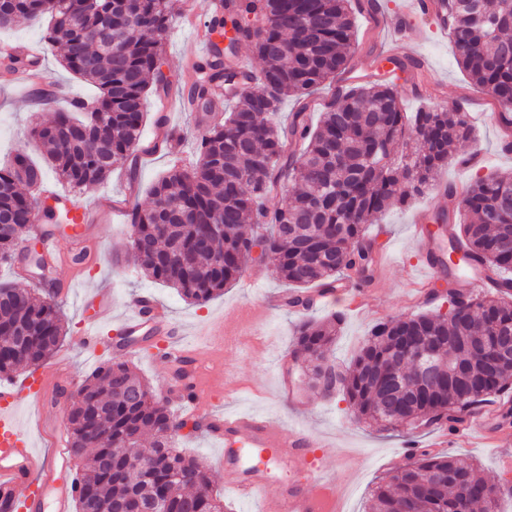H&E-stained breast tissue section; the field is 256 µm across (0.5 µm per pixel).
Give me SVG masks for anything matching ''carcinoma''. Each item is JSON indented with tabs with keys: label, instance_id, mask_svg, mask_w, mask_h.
Wrapping results in <instances>:
<instances>
[{
	"label": "carcinoma",
	"instance_id": "1",
	"mask_svg": "<svg viewBox=\"0 0 512 512\" xmlns=\"http://www.w3.org/2000/svg\"><path fill=\"white\" fill-rule=\"evenodd\" d=\"M208 25L210 52L196 64L188 93L207 110L212 84L234 101L224 122L200 138L190 169L173 167L152 184L147 209L133 207L128 251L153 281L202 305L239 279L250 244L261 241L275 258V274L299 288L292 307H309L303 289L335 288L346 271L372 262L364 240L394 200L403 204L435 183L449 152L471 137L466 113L446 104L413 116L401 110L388 73L354 78L320 104L309 122L312 96L328 80H345L356 41L357 0H223ZM444 28L458 65L478 86L492 88L500 113L512 114V0H442ZM49 17L45 41L60 47L64 69L96 90L88 102L56 111L31 129L59 178L78 190L104 183L117 167L137 172L134 151L152 85L163 86L160 63L171 21L166 0H0V28ZM249 43L263 68L251 75L233 64ZM394 69L424 82L418 64L389 58ZM293 97L288 122L273 117ZM405 140L396 154L393 146ZM295 192H289V183ZM43 184V170L22 152L0 168V224L28 229L34 209L27 193ZM280 196L290 201L278 205ZM443 196L462 221L448 239L447 274L472 267L493 287L436 312L376 324L336 390L359 418L385 430L417 429L433 413L448 414V432L462 422L456 408L466 393L476 404L512 390V360L500 361L489 339L512 331V181L477 177L466 188L446 185ZM266 225L247 234L246 224ZM66 335L59 307L35 290L0 284V374L36 369ZM432 341L441 368L420 385L419 372L395 363V343ZM336 320H305L296 337L304 376L323 397L320 379L334 365ZM464 367L466 381L448 378ZM177 427L166 407L121 360L100 367L72 402L70 447L77 463V512H226L202 464L174 446ZM498 492L464 459L422 451L382 477L370 512H497Z\"/></svg>",
	"mask_w": 512,
	"mask_h": 512
}]
</instances>
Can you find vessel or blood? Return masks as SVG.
Listing matches in <instances>:
<instances>
[{"instance_id":"b4317fda","label":"vessel or blood","mask_w":512,"mask_h":512,"mask_svg":"<svg viewBox=\"0 0 512 512\" xmlns=\"http://www.w3.org/2000/svg\"><path fill=\"white\" fill-rule=\"evenodd\" d=\"M439 0H408V7L392 21V28L404 32L406 41L414 39L416 19L437 20ZM56 203L72 212L75 225L71 236L82 240L89 222L111 220L125 208L112 198L99 199L94 210L79 207L71 194L54 193ZM432 214L423 209L414 218V236L422 253L427 282H435L446 274V252L430 239L425 229ZM98 305L95 317L85 322L79 339L83 348L97 352L102 340V327L117 322L126 336H168L172 322L151 296L141 295L131 303L121 318L112 316L110 289L90 293ZM169 364L196 377L202 356L180 347L166 353ZM43 380L40 374L27 376L22 388L0 387V512H72L77 491L72 478L71 448L67 436L50 432L47 420H40L43 437L51 438L50 454L36 450L22 429L17 416L18 404L26 398L42 400ZM189 412L208 422L212 435L224 444V470L232 474L231 488L238 498L260 499L271 512H341V500L331 484L315 448L322 440L301 427L291 429L254 414H228L218 417L211 412L204 390L194 389L188 398ZM287 467L289 472L316 471L309 485L283 483L272 476L274 469Z\"/></svg>"}]
</instances>
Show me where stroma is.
<instances>
[{
	"label": "stroma",
	"instance_id": "1",
	"mask_svg": "<svg viewBox=\"0 0 512 512\" xmlns=\"http://www.w3.org/2000/svg\"><path fill=\"white\" fill-rule=\"evenodd\" d=\"M196 49L193 28L173 26L160 65L172 97L180 100L185 97L191 83L189 63L195 58ZM417 50L428 60L431 79L438 83L441 98L458 102L473 124L472 138L462 146V153L478 152L485 159L484 164L474 170L448 166L443 169V176L457 183L471 181L479 175H512V154L500 150L502 128L491 106V97L486 90L473 85L457 65L451 43L444 40L434 26L423 22L419 25ZM7 62V55L0 53V165L10 160L15 148L23 142L29 125L49 122L62 107L61 102L44 103L12 86L5 69ZM224 106L225 100L221 97L215 98L208 112H196L180 104L168 123L172 138L167 147L158 149L154 143L158 135L157 122L162 116L160 97L148 95L144 101L146 116L140 140L143 154L136 179H129L126 169H115L104 184L89 192H78L77 200L89 208L100 196L109 195L127 200L131 205L149 207L148 190L152 183L171 166L188 168L195 164L198 138L215 116L223 113ZM445 203L439 191L432 188L406 204L390 206L379 223L366 228L373 259L382 266L378 281L368 284L364 273L350 271L349 290H335L320 304L306 310L266 307L269 296L290 290L289 285L276 278L274 261L269 257L251 261L246 267L247 273L258 278L255 287L246 289L235 282L225 286L223 295L206 304L195 305L182 300L173 289L153 282L132 263L127 252L132 231L130 222L90 224L85 248L81 251L74 250L68 236L59 235L63 260L51 265L47 278L49 282L69 287L68 292L54 297L63 314L66 338L39 369L46 396L51 400L45 409L47 416L52 417L57 427H64V403L57 400V393L78 389L85 377L112 359L108 343H101L96 354L79 344L82 324L94 311L93 306L83 305V297L97 286L107 285L112 289L114 317L125 315L134 297L150 294L179 326L185 348L203 351L206 366L200 381L208 387L216 413L259 412L282 425L304 426L318 433L323 441L320 454L330 468L344 512H366L370 490L379 477L408 463L409 457L403 452L407 446L434 454L444 450L472 459L488 482L512 481V470L501 466L503 458H512V415L496 420L492 442L477 441L464 433L445 442L439 429L433 427L410 434L403 428L386 431L356 420L347 401L339 395L325 399L300 385L289 391L281 388L276 359L292 354L296 326L302 318L322 320L334 313L341 315L333 354L337 364L345 366L377 321L446 309L444 295L421 302L414 298L415 286L424 274L412 237L417 212L429 205L441 207ZM366 284L372 287L373 302L369 308L359 311L355 308L353 290ZM243 303L252 305L253 318L241 329L243 353L237 361L236 376L226 382L217 376L224 353L210 349L206 334L223 319L226 309ZM166 352L164 339L158 336L141 344L138 354L129 356L128 363L155 388L169 413L180 419L184 416L182 403L169 394L177 382L171 376ZM176 448L203 463L214 492L223 497L233 512H261L260 504L240 501L227 487L220 464L223 447L219 439L204 429L189 426L181 430Z\"/></svg>",
	"mask_w": 512,
	"mask_h": 512
}]
</instances>
